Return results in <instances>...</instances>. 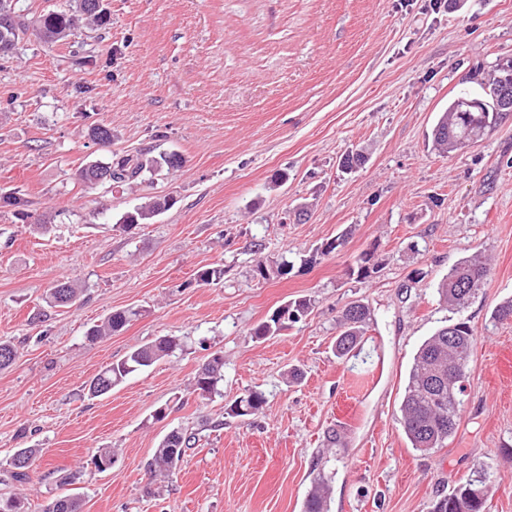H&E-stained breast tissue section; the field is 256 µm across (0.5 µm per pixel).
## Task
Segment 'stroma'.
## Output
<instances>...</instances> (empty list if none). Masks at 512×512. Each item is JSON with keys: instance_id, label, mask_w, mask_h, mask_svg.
I'll return each instance as SVG.
<instances>
[{"instance_id": "35a3bbf8", "label": "stroma", "mask_w": 512, "mask_h": 512, "mask_svg": "<svg viewBox=\"0 0 512 512\" xmlns=\"http://www.w3.org/2000/svg\"><path fill=\"white\" fill-rule=\"evenodd\" d=\"M105 28L0 58V497L29 512L78 495L82 512H302L317 475L330 512H430L490 473L488 512H512V113L474 146L439 156L429 136L463 89L512 59V0H105ZM112 129V146L89 136ZM365 163L344 172L340 159ZM182 156L134 184L74 178L112 154ZM150 197L151 223L119 228ZM308 203L306 220L294 208ZM342 238L333 253L327 241ZM264 245L254 254L253 241ZM381 267L358 278L357 257ZM490 256L488 281L461 313L437 286L463 256ZM287 256L286 276H253ZM223 269L201 285L198 272ZM74 280L79 299L52 307ZM310 313L263 339L251 330L287 302ZM370 318L355 356L337 357L352 303ZM129 307L142 314L88 343L86 330ZM476 341L462 411L445 447L414 450L399 422L413 357L456 319ZM161 336L185 348L93 397L106 365ZM224 354L220 395L193 379ZM299 369L300 380L288 378ZM264 393L254 416L228 410ZM195 432L177 470L148 462L173 430ZM39 449L27 482L8 462ZM114 452L98 470L97 449ZM80 294L76 284L70 280H61L48 292V299L54 306H67Z\"/></svg>"}]
</instances>
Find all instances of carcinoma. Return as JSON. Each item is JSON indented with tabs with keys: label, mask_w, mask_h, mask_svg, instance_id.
I'll return each mask as SVG.
<instances>
[{
	"label": "carcinoma",
	"mask_w": 512,
	"mask_h": 512,
	"mask_svg": "<svg viewBox=\"0 0 512 512\" xmlns=\"http://www.w3.org/2000/svg\"><path fill=\"white\" fill-rule=\"evenodd\" d=\"M90 0H71V4L49 10L39 15L36 25V37L48 46H54L66 39L79 27H103L108 24V16L102 9L88 6ZM0 15L11 19L7 37L0 40V58L11 56L29 30L27 15L17 9V0H0ZM482 93L477 96L480 108L467 111L466 101L472 99L468 93L448 102L432 131L435 149L448 155L465 149L470 144L483 139L489 134L504 112L511 111L502 105L506 96L512 98V60L497 65V68L480 82ZM182 159L175 153L165 154L159 158H134L128 155L117 156L108 162L90 163L77 172L78 180L87 184L98 183V173L109 174L110 184H131L146 172H153L162 167L175 169L180 167ZM168 199H150L141 203L134 210L125 213L118 220L120 226L130 230L139 224H149L163 210L169 208ZM276 267L257 261L253 273L257 279L266 280L271 275H287L293 268V262L287 257L275 261ZM379 262L372 251L361 253L357 260V275L367 278L378 271ZM490 267L486 258L480 255L464 257L448 272L437 288L440 301L449 310H463L475 294L467 288L475 285L479 288L487 284ZM80 294L76 284L70 280H61L48 292L50 303L55 306H67ZM310 300L299 298L290 301L272 313L265 321L252 329L257 339L272 336L288 327V320L283 314L294 313L297 323L308 314ZM140 316L136 309L115 311L103 321L90 327L85 335L88 342L100 339L122 330L134 318ZM368 319V308L363 306L357 316L344 310L339 322L341 332L336 336V353L343 357L352 353L360 344L363 328ZM475 343L474 330L463 320L438 329L419 346L409 371L404 396L400 406V425L411 444L418 451L429 452L444 447L455 430L461 412V395L448 393V387L456 382H465ZM182 341L177 336H162L141 345L123 358L109 364L97 374L89 384V393L101 396L120 385L131 373L153 365L155 362L171 357L182 350ZM224 381V354H212L208 362L194 377V391L202 396L221 393ZM265 404L262 392L252 390L235 401L231 406L236 416H251L259 413ZM196 443V435L172 431L166 435L155 448L149 467L152 473L169 475L173 473L184 455L185 449ZM37 451L33 448H21L9 463L12 476L19 482L28 478V469L35 461ZM488 474L480 473L465 483L457 486L451 493L436 499L431 512H486L487 502L476 496L474 491L486 485ZM79 497L71 494L52 498L46 505L45 512H81ZM304 512H328V497L323 477H318L309 491L304 504Z\"/></svg>",
	"instance_id": "1"
}]
</instances>
